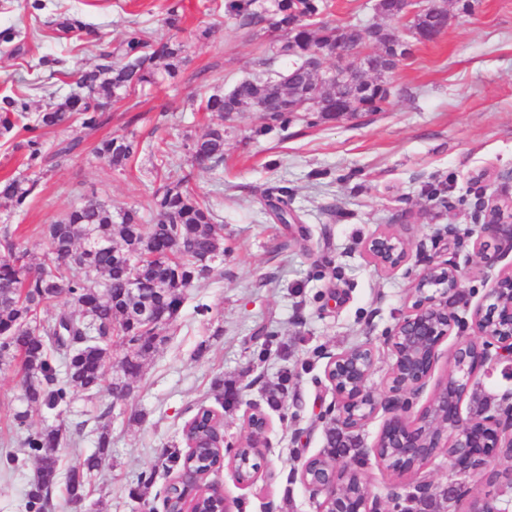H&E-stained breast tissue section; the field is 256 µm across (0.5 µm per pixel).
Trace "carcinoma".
I'll list each match as a JSON object with an SVG mask.
<instances>
[{
    "label": "carcinoma",
    "instance_id": "cac0c4a2",
    "mask_svg": "<svg viewBox=\"0 0 512 512\" xmlns=\"http://www.w3.org/2000/svg\"><path fill=\"white\" fill-rule=\"evenodd\" d=\"M404 2L377 0L375 10L383 17L401 16L405 14ZM323 9L324 0H271L268 7L259 0H224L225 18L243 28L263 26L278 34L269 45L271 56L262 59L260 65L269 66L278 57L289 59L290 64L276 78L243 79L226 93L209 96L203 110L241 114L262 104L270 120L261 128L263 132L285 126L288 115L300 110L322 122L334 120L338 103L351 117L383 111L389 98L383 77L400 62L394 49L399 34L379 25L317 24L315 19ZM164 24L171 32L166 40L152 44L143 30L133 27L117 46L101 51L103 63L80 71L78 86L83 95L78 106L67 98L56 99V92L47 89L45 97L50 103L32 117L26 103L11 96L0 99V135L12 138L22 132L30 134L26 141L27 168L44 160L36 136L38 129L64 127L74 121L93 128L101 122V112L109 102L177 77L186 61L185 44L179 39L184 29L178 4L167 7ZM447 26L448 14L443 9L420 14L411 22L417 32ZM83 29L76 18L56 21L60 39ZM340 41L376 51L377 71L371 79H363L351 67L336 82L307 68L314 52H320L325 60ZM225 135L224 126L209 125L185 144L191 170L153 188L148 209L154 223L146 230L139 210L131 208L115 214L111 205L84 198L65 219L46 225L41 236V258L33 263L30 250L15 236L11 225L0 226V364L18 363L27 405L59 410L68 404L72 391L100 387L114 336L124 337L129 351L118 362L117 376L108 388L111 403L101 416H109L114 404L131 397V380L140 376L142 359L164 343L163 332L173 321L144 330L131 324L130 309L153 303L162 307L182 305L186 290L209 277L211 263L224 254V235L214 224L213 210L198 199L190 183L192 168L213 170L224 164ZM140 151V141L127 134L107 139L98 147V154L114 168L126 167ZM37 185V180L27 176L6 178L0 181V199L20 208ZM265 206L282 224L297 220L289 208L286 187L267 189ZM132 279L137 291L131 296L127 288ZM54 304L61 305L59 314L51 321L42 320L41 311ZM91 321L97 324L94 340L87 338ZM325 437V447L307 464L311 473L332 466L339 444L345 453L356 454V442L342 440L336 424L326 427ZM61 442L58 429L31 433L24 442L37 458L36 475L27 494V512H45L60 479ZM110 444V433L103 427L97 438V452L72 467L65 477L68 501L86 497V486ZM213 456L212 448H200L191 455L176 448L167 454L166 472H196L210 466ZM344 468L351 493L371 492L356 466L346 464ZM414 491L411 486L402 494L399 507L405 512H447L445 491L438 490L427 500L418 498Z\"/></svg>",
    "mask_w": 512,
    "mask_h": 512
}]
</instances>
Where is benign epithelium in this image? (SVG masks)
<instances>
[{
  "instance_id": "benign-epithelium-1",
  "label": "benign epithelium",
  "mask_w": 512,
  "mask_h": 512,
  "mask_svg": "<svg viewBox=\"0 0 512 512\" xmlns=\"http://www.w3.org/2000/svg\"><path fill=\"white\" fill-rule=\"evenodd\" d=\"M336 64L326 68L330 79H342L347 66L372 62L366 52L350 45L336 47ZM479 224L477 254L487 266L495 257L488 254L485 241L496 242L497 251L512 253V195L505 200L495 198L479 201L474 213ZM364 251L378 266L394 270L408 259L405 241L389 232L369 238ZM460 267L453 261L431 259L415 285V300L408 312L396 323L384 340L392 362L386 382V394L378 398L368 387L374 372V347L360 344L356 352L333 355L325 367L327 380L336 393L337 415L344 432L355 435L365 422L382 410L386 414L380 437L391 440L395 457L420 474L416 486L422 496L436 488L422 475L425 466L443 449L455 448L448 458L452 471L477 475L483 487L470 493L474 507L469 512H502L499 494L491 489L495 480L493 465L501 452L512 449V392L480 418L462 419L461 404L468 393L475 372L485 366L507 363L512 380V270L500 272L487 296V303L472 310L471 320L448 306V294L460 293ZM497 326V334L487 332ZM471 328L473 336L459 341L453 354L450 371L457 380V391L451 400L428 401L416 414L410 413V397L428 386L439 361V346L455 328ZM303 485L314 496L329 505V512H387L381 500L370 495L353 497L347 489L342 466L325 476L311 480L300 472Z\"/></svg>"
}]
</instances>
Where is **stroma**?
Listing matches in <instances>:
<instances>
[{
    "instance_id": "1",
    "label": "stroma",
    "mask_w": 512,
    "mask_h": 512,
    "mask_svg": "<svg viewBox=\"0 0 512 512\" xmlns=\"http://www.w3.org/2000/svg\"><path fill=\"white\" fill-rule=\"evenodd\" d=\"M27 0H0V30L19 29V40L0 42V97L45 106L43 87L67 93L79 71L99 64L100 52L132 26L154 42L164 39L168 0H46L35 11ZM375 0H325L323 20L338 25L389 21ZM448 27L436 40L414 42L387 77L383 111L311 125L296 113L286 129L260 133L261 115L220 116L199 109L202 97L227 91L261 74L271 40L224 17L223 0H181L186 63L173 81L130 94L103 112L95 129L80 124L42 131L50 154L37 189L20 208L0 199V225H11L33 253L40 231L62 219L79 196H93L113 211L137 208L153 216L147 200L159 183L155 153L166 169L189 168L184 143L206 125L228 134L224 164L198 169L192 187L208 200L224 227V254L210 276L189 288L168 339L143 361L132 397L110 403L106 391H75L63 411L30 408L22 398L18 366L0 365V512H26L37 460L22 445L27 433L62 427L60 469L68 471L96 449L103 407L112 448L100 462L81 510L53 490L46 512H164L162 468L166 451L183 448V428L198 408L224 414V445L241 446L251 406L270 420L268 448L257 483L243 487L230 469L214 474L232 512H317L318 500L300 482L305 461L325 446L327 412L336 396L325 377L331 355L371 343L376 369L369 385L383 394L391 364L384 339L413 302V288L430 256L458 260L462 287L481 303L492 277L476 254H455L448 227L478 233V195L512 194L497 180L512 169V0H448ZM70 15L91 28L57 40L53 22ZM214 26L207 39L197 29ZM133 133L144 148L126 168L114 169L94 149L112 134ZM79 146L57 157L70 141ZM287 187L297 223L282 224L263 204L264 190ZM393 231L410 244L409 258L387 271L363 252L364 242ZM235 383L237 398L222 407L216 377ZM287 377L288 391L270 407L268 388ZM28 411L27 429L13 415ZM15 465H8L6 454ZM153 473L145 503L129 491Z\"/></svg>"
}]
</instances>
